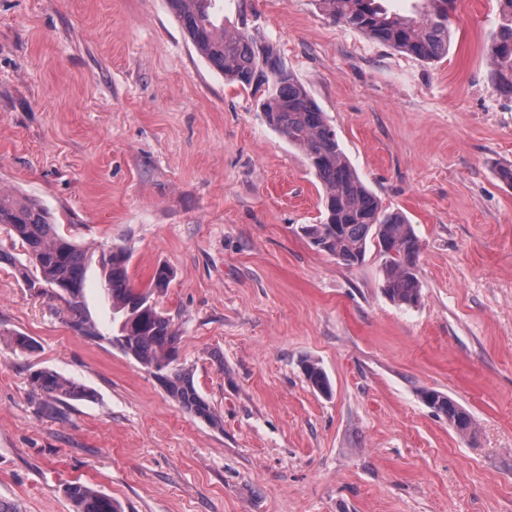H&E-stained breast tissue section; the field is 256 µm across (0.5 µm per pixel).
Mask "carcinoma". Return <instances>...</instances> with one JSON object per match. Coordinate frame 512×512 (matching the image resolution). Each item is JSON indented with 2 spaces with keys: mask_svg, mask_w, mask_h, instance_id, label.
I'll list each match as a JSON object with an SVG mask.
<instances>
[{
  "mask_svg": "<svg viewBox=\"0 0 512 512\" xmlns=\"http://www.w3.org/2000/svg\"><path fill=\"white\" fill-rule=\"evenodd\" d=\"M169 2L182 29L210 66L225 79L261 93L258 107L268 125L304 153L323 188L324 221L303 228L307 237L315 239L313 246L348 267L361 264L368 247H376L383 259L382 293L398 306L416 305L420 298V245L413 225L402 213L383 208L361 180L340 146L335 127L275 46L247 28L227 31L224 18L213 11V0ZM320 2L342 25L420 60L435 61L448 53L449 5L457 0H420L415 17L392 14L378 0ZM498 2L490 80L498 91L512 97V0ZM0 228L23 248L22 257L16 258L0 247V260L15 264L29 291L63 301L72 329L88 338L107 340L149 371L183 409L220 426L221 419L180 364L181 336L155 300L169 287L168 267H157L149 284L137 288L128 275L126 251L102 253L105 291L112 300V335L106 337L85 307L86 253L56 231L50 212L35 199L0 193ZM9 344L21 353L35 348L34 339L19 332L11 334ZM302 372L312 389L330 393V381L317 362L305 361ZM28 381L41 412L55 413L69 400L91 396L82 385L48 369L31 372ZM422 395L458 435H472L474 422L464 408L433 389ZM64 493L76 512H121L117 501L88 485L71 484Z\"/></svg>",
  "mask_w": 512,
  "mask_h": 512,
  "instance_id": "cac0c4a2",
  "label": "carcinoma"
}]
</instances>
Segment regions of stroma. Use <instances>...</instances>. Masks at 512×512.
Instances as JSON below:
<instances>
[{
    "label": "stroma",
    "mask_w": 512,
    "mask_h": 512,
    "mask_svg": "<svg viewBox=\"0 0 512 512\" xmlns=\"http://www.w3.org/2000/svg\"><path fill=\"white\" fill-rule=\"evenodd\" d=\"M274 44L383 207L420 240L421 297L379 288L301 234L323 189L257 95L199 55L168 0H0V191L38 200L87 250L101 339L0 262V500L76 512L83 483L123 512H512V98L489 79L497 0H458L447 56L422 61L337 23L317 0H216ZM129 254L180 361L221 415L170 399L107 340L103 251ZM319 363L330 394L301 363ZM49 369L90 389L40 413ZM476 421L459 437L422 398ZM303 375L309 386L316 391L323 394H328L331 391L330 381L322 369V367L315 361L307 360L302 364Z\"/></svg>",
    "instance_id": "stroma-1"
}]
</instances>
